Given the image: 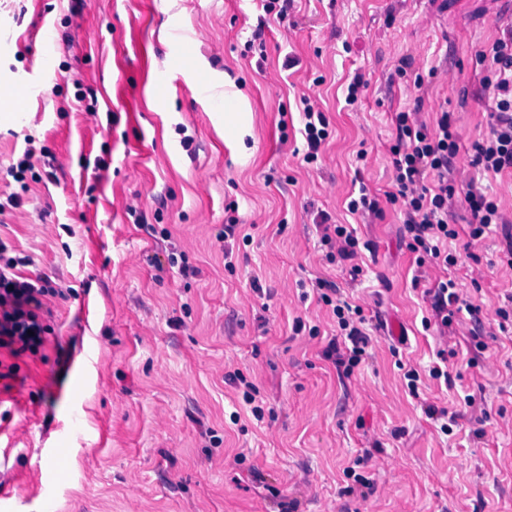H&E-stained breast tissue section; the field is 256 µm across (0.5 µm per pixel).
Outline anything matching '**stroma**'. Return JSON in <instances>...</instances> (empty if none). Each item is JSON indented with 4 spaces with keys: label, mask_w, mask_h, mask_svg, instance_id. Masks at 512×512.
<instances>
[{
    "label": "stroma",
    "mask_w": 512,
    "mask_h": 512,
    "mask_svg": "<svg viewBox=\"0 0 512 512\" xmlns=\"http://www.w3.org/2000/svg\"><path fill=\"white\" fill-rule=\"evenodd\" d=\"M170 7L44 0L38 12L30 0H0V34L11 38L9 52H0V200L20 197L0 214V239L29 256L24 275L46 274L77 291L53 306L38 356H0L17 366L0 379V429L29 437L0 466V492L20 499L18 512H41L38 489L51 462L40 439L52 427L65 450L55 474L58 512H512V335H499L494 321L512 291V271L499 263L505 239L490 233L473 248L478 262L454 272L493 335L472 367L465 336L422 324L424 293L443 272L417 273L400 213L387 203L377 218L347 211L360 185L378 197L388 190L393 117L419 95L423 121L439 108L453 114L458 187L477 176L471 145L490 129L489 102L463 93L485 74L479 46L512 25V0H295L285 21H270L262 65L245 47L259 0ZM41 21L56 40L43 75L27 71L29 33ZM173 23L223 41V60H209L199 42L171 44ZM423 24L431 40L415 56L413 69L425 76L417 88L396 69ZM289 57L295 67H285ZM441 64L458 72L457 82L428 77ZM199 65L233 89L221 113L202 108ZM147 71L175 72L180 85L161 103L132 110ZM357 75L368 87L353 109L345 87ZM21 78L33 97L19 113L12 97ZM81 86L96 94L98 120L78 111ZM304 96L331 130L314 167L303 161L299 133ZM192 107L203 114L179 134ZM102 124L109 135L99 133ZM29 135L36 149L70 152L72 168L38 165L43 179L25 192L8 170ZM101 159L106 169H98ZM134 196L166 198L162 213H143L170 241L129 216L125 202ZM202 210L209 223H196ZM322 211L371 242L358 278L323 259L315 227ZM89 212L96 223H85ZM231 216L250 240L236 242L229 271L216 235ZM45 224L52 233L42 232ZM173 247L194 275L170 266ZM318 277L336 281L367 318L371 357L347 378L322 356L328 313L300 291ZM88 292L98 305L90 335L80 300ZM315 326L319 335H310ZM89 341L99 369L73 381L63 361ZM443 348L451 352L450 387L428 375ZM407 367L421 375L414 394ZM237 370L258 387L263 420L228 380ZM21 387L30 394L23 402L15 398ZM428 404L455 415L452 434L426 417ZM92 450L98 464L88 470L83 459ZM349 467L373 482L368 498L343 495Z\"/></svg>",
    "instance_id": "35a3bbf8"
}]
</instances>
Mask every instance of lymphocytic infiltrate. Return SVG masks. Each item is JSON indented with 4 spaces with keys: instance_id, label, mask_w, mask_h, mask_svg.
I'll use <instances>...</instances> for the list:
<instances>
[{
    "instance_id": "1",
    "label": "lymphocytic infiltrate",
    "mask_w": 512,
    "mask_h": 512,
    "mask_svg": "<svg viewBox=\"0 0 512 512\" xmlns=\"http://www.w3.org/2000/svg\"><path fill=\"white\" fill-rule=\"evenodd\" d=\"M477 61L486 67L487 75L477 90L491 98L492 119L487 136L472 144L471 165L486 174H512V27L502 37L481 46ZM302 135L305 139V163L314 165L322 159V147L329 137V123L324 112L316 110L310 98H302ZM422 98L412 107L394 116L395 138L390 147L393 180L385 196L403 217L402 234L409 250L415 254L417 267L438 266L450 269L472 258L471 244L479 242L492 227H499L507 242L504 260L512 269V222L504 220L494 198L469 182L457 189L451 174L459 152V136L451 112H437L432 123L419 119ZM460 199L472 215L468 225L469 248L450 251L448 243L457 239L458 230L448 221V203ZM320 242L328 263L351 262L352 272H359L355 259L359 241L346 224H333L328 214H320ZM30 259L0 240V351L18 357L38 354L50 332L47 318L52 310L48 298H65L50 277L23 276L21 267ZM314 290L319 304L331 313L336 335L331 338L323 356L343 375L369 357V337L363 328L365 317L361 306L343 298L335 281L316 279ZM431 314L423 318L424 327L451 331L460 312L470 316L469 337L478 350H486V333L479 309L460 293L454 279L440 280L427 292Z\"/></svg>"
}]
</instances>
